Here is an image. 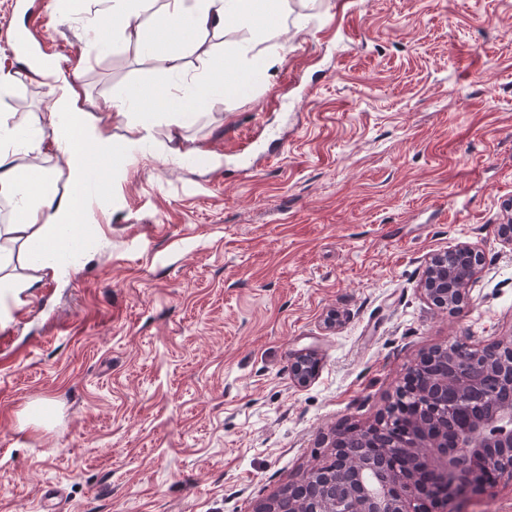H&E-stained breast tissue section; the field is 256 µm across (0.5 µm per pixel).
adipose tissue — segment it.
<instances>
[{"instance_id":"obj_1","label":"adipose tissue","mask_w":512,"mask_h":512,"mask_svg":"<svg viewBox=\"0 0 512 512\" xmlns=\"http://www.w3.org/2000/svg\"><path fill=\"white\" fill-rule=\"evenodd\" d=\"M147 14L150 26L136 24L135 19ZM127 16L129 41L138 47L163 49L171 63H178L180 50L193 33L223 36L228 20H235L242 31L232 42L224 66L234 72L249 70L255 60V32L265 26V14L258 0H111L108 16L99 25H107L109 16ZM213 55L204 51L201 71L188 81L174 86H142L127 97L113 101L110 114L85 107L75 81L62 79L59 93L49 111L34 112L19 119L11 112L0 113V191L15 196L18 203L12 217L0 224V292L16 304H23L35 288L37 274L43 270L61 272L62 266L53 254L55 246L65 240L72 229L91 236L97 226L78 223L76 203L72 195H60L52 189V174L47 170L23 173L19 163L21 152H38L43 147L40 131H49L53 143H62L69 129L79 131L80 145L71 146L65 157L69 181L84 179L88 167L84 147H91L96 158L107 161L109 181L120 180L125 168L115 162L116 142L108 129L113 117H121L127 131V149L148 139L158 121L167 125V154L174 159L186 157L182 149L184 129L198 110L214 100L218 93L232 94L233 84L217 88L210 77Z\"/></svg>"}]
</instances>
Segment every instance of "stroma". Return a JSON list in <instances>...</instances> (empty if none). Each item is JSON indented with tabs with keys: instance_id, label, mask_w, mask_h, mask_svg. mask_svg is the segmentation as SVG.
Returning <instances> with one entry per match:
<instances>
[{
	"instance_id": "1",
	"label": "stroma",
	"mask_w": 512,
	"mask_h": 512,
	"mask_svg": "<svg viewBox=\"0 0 512 512\" xmlns=\"http://www.w3.org/2000/svg\"><path fill=\"white\" fill-rule=\"evenodd\" d=\"M0 0V111L53 94L10 51L16 31L62 45L100 108L180 71L94 28L98 0ZM269 70L185 131L176 164L133 155L112 222L67 277H44L0 325V512H258L376 422L419 356L512 342V0H289ZM97 54L81 60L90 39ZM281 137L253 176L229 148ZM484 262L454 310L420 284L432 254ZM335 327H328L329 316ZM318 371L293 378L296 353Z\"/></svg>"
}]
</instances>
